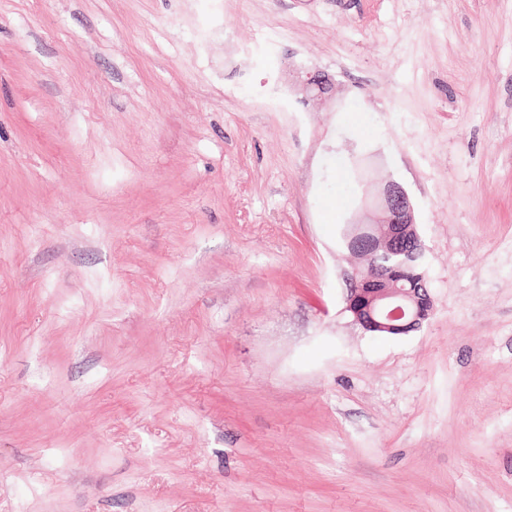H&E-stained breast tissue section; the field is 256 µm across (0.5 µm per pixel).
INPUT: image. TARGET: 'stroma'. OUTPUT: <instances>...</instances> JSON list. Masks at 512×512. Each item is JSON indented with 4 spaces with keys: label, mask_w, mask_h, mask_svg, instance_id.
Here are the masks:
<instances>
[{
    "label": "stroma",
    "mask_w": 512,
    "mask_h": 512,
    "mask_svg": "<svg viewBox=\"0 0 512 512\" xmlns=\"http://www.w3.org/2000/svg\"><path fill=\"white\" fill-rule=\"evenodd\" d=\"M0 512H512V0H0ZM376 208L371 216L369 230H362V221L352 238L343 244L369 255L387 251L411 260L425 256L424 245L416 231L415 213L406 190L396 181L389 180L373 194ZM349 251V250H348ZM350 252V251H349ZM402 257H393L379 262L389 267H377L366 272L355 269L348 280L345 310L366 331L385 332L390 335H406L419 329L429 318L431 298L426 282L419 287L406 288L398 267L406 279L417 282L424 276L423 262H400Z\"/></svg>",
    "instance_id": "1"
}]
</instances>
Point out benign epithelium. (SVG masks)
<instances>
[{
	"mask_svg": "<svg viewBox=\"0 0 512 512\" xmlns=\"http://www.w3.org/2000/svg\"><path fill=\"white\" fill-rule=\"evenodd\" d=\"M297 90L304 94L318 91L322 100L328 82L318 72L306 76ZM376 208L372 228L357 229L348 246L369 255L387 251L411 260L425 256L424 245L416 231L415 213L406 190L389 180L373 194ZM349 281L345 311L370 332L406 335L419 329L429 318L431 298L426 283L408 288L403 283L398 267H376L366 272L354 270Z\"/></svg>",
	"mask_w": 512,
	"mask_h": 512,
	"instance_id": "7a95c632",
	"label": "benign epithelium"
}]
</instances>
